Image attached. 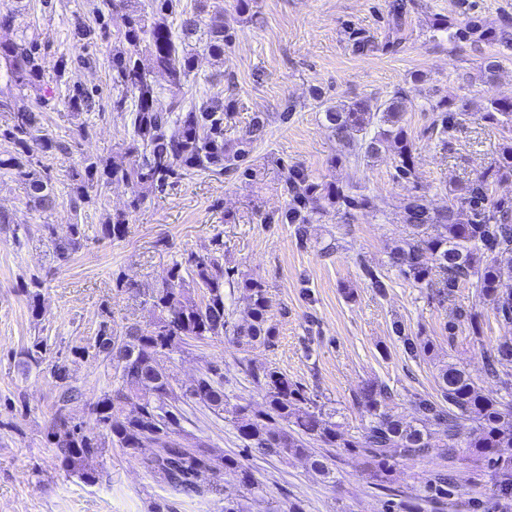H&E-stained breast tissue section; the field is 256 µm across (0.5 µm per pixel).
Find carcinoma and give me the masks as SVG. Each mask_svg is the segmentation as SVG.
Segmentation results:
<instances>
[{
    "instance_id": "carcinoma-1",
    "label": "carcinoma",
    "mask_w": 512,
    "mask_h": 512,
    "mask_svg": "<svg viewBox=\"0 0 512 512\" xmlns=\"http://www.w3.org/2000/svg\"><path fill=\"white\" fill-rule=\"evenodd\" d=\"M251 0H236L234 12L220 8L205 14L206 5L185 18L181 32L168 23L178 0H149L150 12L137 6V0H102L92 5L94 20L101 35L112 25V16L121 15L120 43L124 48L112 51V110L127 112L132 129L127 162L112 158H87L72 169L70 201L73 210L91 202L89 192L101 186L125 183L162 192L183 177L206 173L220 177L252 173L249 147L262 138L267 118L255 115L240 137H226L234 113L224 111L221 101L206 99L185 108L172 100L163 104L161 92L151 71L166 74L171 87L179 89L189 79L195 65L190 39L197 38L213 56L224 55L231 43L238 17L250 10ZM451 37L480 43L501 37L512 41V32H496L478 16L461 26L440 19L433 24ZM145 47L151 68L140 58ZM69 62L60 55L53 63L38 39L25 33L18 39L0 41V71L6 85L24 98L31 89L50 91L65 84ZM441 132L455 130L467 115L469 102L454 107L448 101L437 103ZM406 98L397 92L379 105L368 99L328 105L323 110L326 127L346 148L347 157L368 160L389 150L395 153L397 177L407 179L414 173V144L403 124ZM484 117L512 132V99H488ZM377 131L368 135V129ZM0 138L13 150L0 157V170L14 174L34 206L44 211L55 206L56 196L48 167L42 159L66 153V143L40 133L37 113L22 105L13 109L12 121L0 130ZM512 174V143L501 148L498 159L462 188L441 210L429 207L425 196L408 198L406 222L413 234L401 240L391 251V264L414 285L433 290L443 304L461 285L474 280L479 299L490 305L495 316L512 324V198L493 194L494 179ZM282 189L287 207L281 213L283 224L295 225L299 240H306L307 225L319 222L328 210L343 206L352 210L381 209L380 201L358 194L348 185L334 181H315L301 165L285 168ZM127 213L112 214L101 225L104 238L122 239L127 233ZM85 238L83 225H70L67 242L55 245L60 259L78 249ZM231 271L224 269L221 257L214 253H190L173 264L162 288L151 295L157 318L143 327L131 324L116 336L103 323L90 347L80 352L94 356L114 370L118 386L88 403V416L101 432H89L67 417L65 407L83 396L67 383L63 365L55 366L54 376L62 383L59 408L48 434L63 466L92 485L97 474L86 469V461L110 443L126 452L140 455L146 465L173 488L187 494L200 491L198 481L223 469L239 472L244 490H259L253 472L230 456L215 458L199 450L182 447L175 440L181 422L186 420L184 406L202 405L216 415L228 414L239 437L247 447L267 456H304L310 467L324 478L332 469L325 458L309 450L310 443L322 448H357L366 460L370 477L386 482L395 467L406 461L434 454L453 455L466 449L470 456L493 468L495 487L500 498H512V406L483 395L471 376L461 367L447 363L438 371L440 395H417L413 400L414 423H406L387 409L388 386L369 380L355 397L367 424L358 437L341 430L333 414L306 395L302 385L287 375L270 369L247 367V372L262 391L265 407L256 410L248 402L230 403L224 394V372L208 365L193 381L177 393L173 376L154 363L159 354L181 351L189 339L221 338L251 349L273 344L275 327L269 322L268 299L264 283L255 278L242 281L247 293L246 318L232 321L224 305L225 286H234ZM205 290V300L196 301L190 288ZM404 353L411 359L432 356L434 343L427 336H410L397 325ZM512 337H504L486 355L485 377L512 395ZM442 429L436 438L432 428ZM430 498L448 497V475L438 473L428 481Z\"/></svg>"
}]
</instances>
